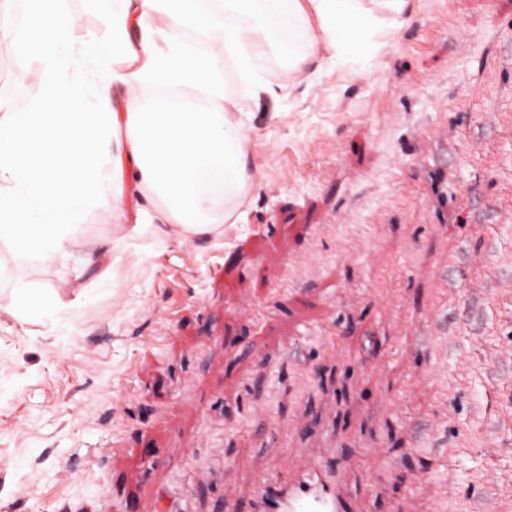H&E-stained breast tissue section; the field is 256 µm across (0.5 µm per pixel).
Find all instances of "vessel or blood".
<instances>
[{"mask_svg":"<svg viewBox=\"0 0 512 512\" xmlns=\"http://www.w3.org/2000/svg\"><path fill=\"white\" fill-rule=\"evenodd\" d=\"M336 462L318 461L243 493L230 512H358L354 496L336 476Z\"/></svg>","mask_w":512,"mask_h":512,"instance_id":"1","label":"vessel or blood"}]
</instances>
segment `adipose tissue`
I'll list each match as a JSON object with an SVG mask.
<instances>
[{
	"label": "adipose tissue",
	"mask_w": 512,
	"mask_h": 512,
	"mask_svg": "<svg viewBox=\"0 0 512 512\" xmlns=\"http://www.w3.org/2000/svg\"><path fill=\"white\" fill-rule=\"evenodd\" d=\"M65 2L14 0L15 18L0 21L41 90L21 116L25 84L0 86V244L20 264L66 262L89 211L121 204L89 192L92 171H112L141 193L139 213L159 207L184 234L230 220L251 186L240 103L281 98L262 62L308 81L324 55L364 75L413 0H108L106 48L73 40Z\"/></svg>",
	"instance_id": "obj_1"
}]
</instances>
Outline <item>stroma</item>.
Returning a JSON list of instances; mask_svg holds the SVG:
<instances>
[{"label":"stroma","instance_id":"35a3bbf8","mask_svg":"<svg viewBox=\"0 0 512 512\" xmlns=\"http://www.w3.org/2000/svg\"><path fill=\"white\" fill-rule=\"evenodd\" d=\"M266 68L229 221L0 246V512H222L318 458L366 512H512V0H416L367 77ZM62 304L54 291L33 294L20 288L15 297L14 315L20 321L39 319L56 311Z\"/></svg>","mask_w":512,"mask_h":512}]
</instances>
